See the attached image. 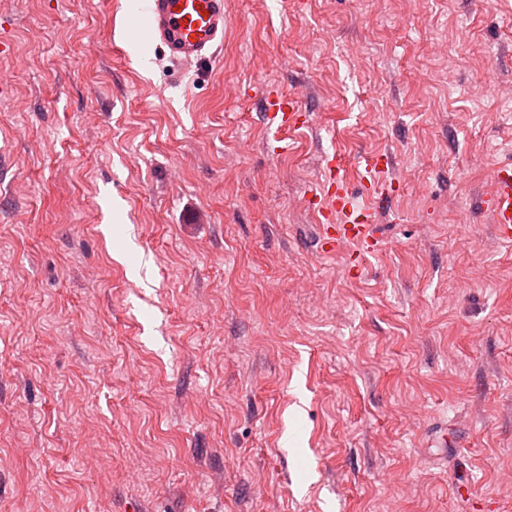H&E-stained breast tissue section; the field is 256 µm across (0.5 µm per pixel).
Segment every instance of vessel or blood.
Returning a JSON list of instances; mask_svg holds the SVG:
<instances>
[{
    "instance_id": "b4317fda",
    "label": "vessel or blood",
    "mask_w": 512,
    "mask_h": 512,
    "mask_svg": "<svg viewBox=\"0 0 512 512\" xmlns=\"http://www.w3.org/2000/svg\"><path fill=\"white\" fill-rule=\"evenodd\" d=\"M154 38L177 62H202L210 58L224 38V0H146ZM301 99L276 94L266 98L264 116L281 129L296 127ZM335 156L325 158V180L319 247L335 251L337 245L351 242L357 256L374 252L380 245L376 232L375 206H359L344 178ZM482 206L491 217L501 243L512 245V161L498 163L492 169V191Z\"/></svg>"
}]
</instances>
